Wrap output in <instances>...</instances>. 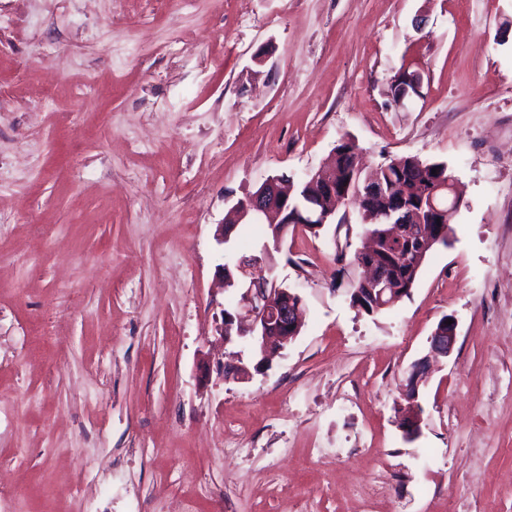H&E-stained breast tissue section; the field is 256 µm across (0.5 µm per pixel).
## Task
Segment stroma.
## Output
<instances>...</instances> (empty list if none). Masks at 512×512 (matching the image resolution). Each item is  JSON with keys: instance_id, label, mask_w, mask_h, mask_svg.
<instances>
[{"instance_id": "35a3bbf8", "label": "stroma", "mask_w": 512, "mask_h": 512, "mask_svg": "<svg viewBox=\"0 0 512 512\" xmlns=\"http://www.w3.org/2000/svg\"><path fill=\"white\" fill-rule=\"evenodd\" d=\"M344 138L446 162L454 244L369 314L338 261L354 207L289 227L304 326L254 372L216 332L240 293L215 228ZM446 315L409 442L407 372ZM1 465L18 512H512V0H0ZM448 319H452L451 324H445ZM442 326L447 327V330H439L438 332L435 330L433 332L430 338V349L433 352L442 350L449 355L456 341L457 323L453 316L448 315L442 320Z\"/></svg>"}]
</instances>
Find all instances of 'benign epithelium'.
<instances>
[{
  "mask_svg": "<svg viewBox=\"0 0 512 512\" xmlns=\"http://www.w3.org/2000/svg\"><path fill=\"white\" fill-rule=\"evenodd\" d=\"M327 186L330 204L323 209L313 202L307 203L301 217L293 220L295 224H332L336 220V183L332 176V166L328 165L318 171L312 187ZM293 192V179L286 174L269 177L257 193L240 199L231 208L232 218L239 224H266L288 214V201ZM460 205L453 180L437 187L425 207L429 217H435L443 224H450ZM370 249H359L354 254L355 264L365 269L364 279L374 288L371 294L377 295L378 303L388 307L403 299L406 289L385 283L379 277L376 265L368 264L365 255ZM242 276L243 292L237 312L220 323L217 331L222 336L230 337L232 333L251 337L254 345L261 350L265 361L283 349V345L294 340L302 328L303 299L289 288L275 285L273 288L260 287L258 277L252 268L246 265L237 267ZM457 323L447 325V329L433 332L430 349L434 352L451 353L456 341ZM428 374L427 361H422L414 371L412 380L406 384V399L413 412L410 421L402 427L406 439H415L421 431L422 412L419 411L414 392L425 381Z\"/></svg>",
  "mask_w": 512,
  "mask_h": 512,
  "instance_id": "7a95c632",
  "label": "benign epithelium"
}]
</instances>
